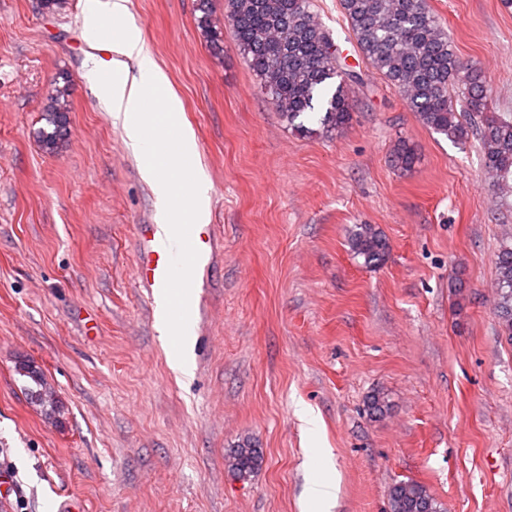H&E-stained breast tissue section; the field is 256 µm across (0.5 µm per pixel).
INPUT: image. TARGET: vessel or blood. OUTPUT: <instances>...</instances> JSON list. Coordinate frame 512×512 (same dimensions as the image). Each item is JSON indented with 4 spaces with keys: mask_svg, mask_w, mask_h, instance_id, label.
Masks as SVG:
<instances>
[{
    "mask_svg": "<svg viewBox=\"0 0 512 512\" xmlns=\"http://www.w3.org/2000/svg\"><path fill=\"white\" fill-rule=\"evenodd\" d=\"M177 230L181 242L168 248L157 239V225H145V244L139 254L137 273L142 282L167 289L174 300L170 317L174 322L183 323L195 317L192 303L185 297L193 285L188 274L196 270L201 257L207 256L212 242L203 225L187 222L178 225Z\"/></svg>",
    "mask_w": 512,
    "mask_h": 512,
    "instance_id": "vessel-or-blood-1",
    "label": "vessel or blood"
}]
</instances>
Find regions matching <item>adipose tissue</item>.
<instances>
[{
	"mask_svg": "<svg viewBox=\"0 0 512 512\" xmlns=\"http://www.w3.org/2000/svg\"><path fill=\"white\" fill-rule=\"evenodd\" d=\"M128 0H84V21L97 30L108 19L121 21L112 38V76L88 71L100 103L122 127L127 146L138 159L141 176L158 206L162 240L177 241L181 211L207 222L209 184L196 176L199 154L195 134L182 120L183 106L164 71L155 62L138 29L126 25ZM136 68H129V61Z\"/></svg>",
	"mask_w": 512,
	"mask_h": 512,
	"instance_id": "ef3b65f1",
	"label": "adipose tissue"
}]
</instances>
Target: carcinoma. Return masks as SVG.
<instances>
[{"label": "carcinoma", "mask_w": 512, "mask_h": 512, "mask_svg": "<svg viewBox=\"0 0 512 512\" xmlns=\"http://www.w3.org/2000/svg\"><path fill=\"white\" fill-rule=\"evenodd\" d=\"M359 54L400 94L403 102L427 128L455 141L473 131L478 137L488 171L497 178L512 173V120L488 116L485 75L457 53L448 31L431 10L428 0H340ZM198 28L210 47L222 48L223 28L212 19V0H198ZM224 20L235 46L260 80L269 103L302 133L314 130L296 120L315 109L322 96V129L339 132L353 118L346 73L341 70L328 29L319 22L311 0H224ZM463 111L477 119L471 128L457 112L453 96ZM68 77L56 85L45 112L52 130L40 132L45 148L53 150L64 139L70 111ZM395 167L408 171L415 163L413 149L401 141L393 153ZM355 256L366 266L385 260L389 245L370 224H360L350 240ZM497 313L512 340V242L496 256ZM19 373L31 379L33 403L56 415L59 408L46 391L43 375L29 365ZM229 468L240 478L249 477L262 463L258 449L239 445L227 455ZM391 512H441L440 505L415 482L400 483L391 491Z\"/></svg>", "instance_id": "carcinoma-1"}]
</instances>
